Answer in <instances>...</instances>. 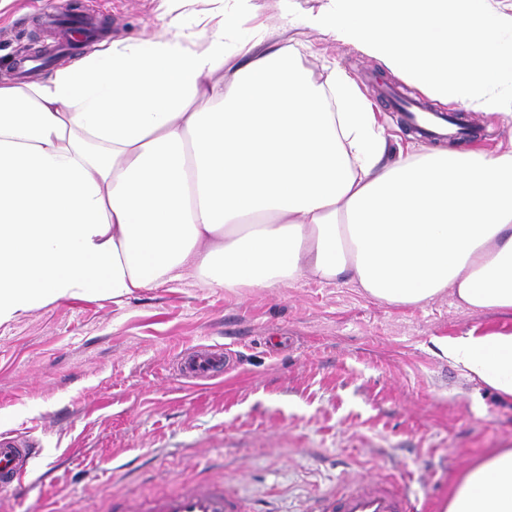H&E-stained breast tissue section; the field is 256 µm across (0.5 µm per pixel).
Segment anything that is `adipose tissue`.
<instances>
[{
  "label": "adipose tissue",
  "mask_w": 512,
  "mask_h": 512,
  "mask_svg": "<svg viewBox=\"0 0 512 512\" xmlns=\"http://www.w3.org/2000/svg\"><path fill=\"white\" fill-rule=\"evenodd\" d=\"M231 0L197 34L115 42L48 79L0 82V324L49 302L125 297L195 269L213 288L352 279L389 305L444 293L512 312V144L389 159L345 72L242 31ZM304 26L432 99L512 122V5L323 0ZM512 399V331L440 344ZM445 512H512V448L476 460Z\"/></svg>",
  "instance_id": "1"
}]
</instances>
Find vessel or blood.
Masks as SVG:
<instances>
[{
  "instance_id": "obj_1",
  "label": "vessel or blood",
  "mask_w": 512,
  "mask_h": 512,
  "mask_svg": "<svg viewBox=\"0 0 512 512\" xmlns=\"http://www.w3.org/2000/svg\"><path fill=\"white\" fill-rule=\"evenodd\" d=\"M407 124L428 139L444 137L446 131L465 136L454 114H421L417 104L396 102ZM223 354L204 350L181 359L179 370L192 380H209L229 369ZM36 446L26 435L0 434V488L23 492L27 461ZM409 484L393 476H377L364 481L345 480L315 497L308 512H422ZM109 512H252L250 504L231 495L223 482L202 476L175 480L172 488L140 498H129L112 505Z\"/></svg>"
}]
</instances>
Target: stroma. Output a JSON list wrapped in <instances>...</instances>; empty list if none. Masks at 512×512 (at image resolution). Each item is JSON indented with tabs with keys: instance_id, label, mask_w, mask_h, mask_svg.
<instances>
[{
	"instance_id": "stroma-1",
	"label": "stroma",
	"mask_w": 512,
	"mask_h": 512,
	"mask_svg": "<svg viewBox=\"0 0 512 512\" xmlns=\"http://www.w3.org/2000/svg\"><path fill=\"white\" fill-rule=\"evenodd\" d=\"M108 19L113 40L141 41L177 24L198 31L222 0H75ZM273 44L301 43L316 82L347 72L389 130L379 102L394 87L421 92L375 60L280 19L255 0ZM60 0H0V81L49 34L39 9ZM512 331V312H473L451 295L423 306L367 297L354 282L312 275L277 288L209 287L195 271L130 296L73 297L0 325V432L34 435L23 498L0 512H102L115 495L143 496L173 477L211 470L237 496L298 512L358 475L406 479L426 512H443L454 482L478 458L512 445V401L441 356L443 338ZM227 347L237 364L189 386L184 351Z\"/></svg>"
}]
</instances>
